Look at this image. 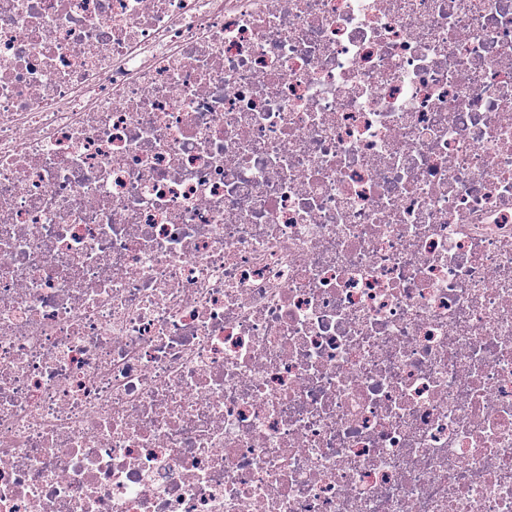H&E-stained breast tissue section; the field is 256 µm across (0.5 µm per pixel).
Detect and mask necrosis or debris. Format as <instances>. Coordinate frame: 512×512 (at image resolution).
Segmentation results:
<instances>
[{"label":"necrosis or debris","instance_id":"4bbe7bcc","mask_svg":"<svg viewBox=\"0 0 512 512\" xmlns=\"http://www.w3.org/2000/svg\"><path fill=\"white\" fill-rule=\"evenodd\" d=\"M0 512H512V0H0Z\"/></svg>","mask_w":512,"mask_h":512}]
</instances>
